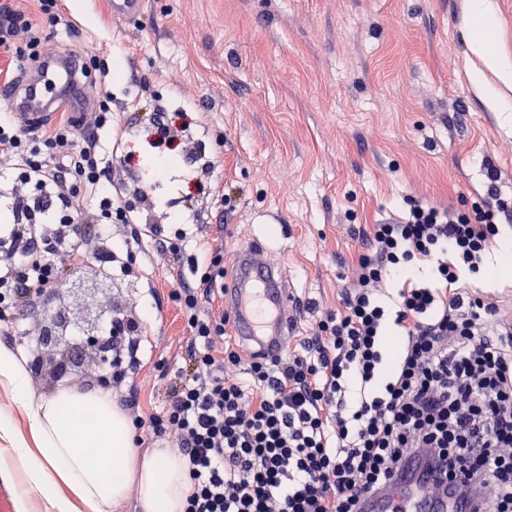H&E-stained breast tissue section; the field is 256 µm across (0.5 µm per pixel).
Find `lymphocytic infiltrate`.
<instances>
[{"label": "lymphocytic infiltrate", "mask_w": 512, "mask_h": 512, "mask_svg": "<svg viewBox=\"0 0 512 512\" xmlns=\"http://www.w3.org/2000/svg\"><path fill=\"white\" fill-rule=\"evenodd\" d=\"M21 40L39 57L23 11L1 4L0 47ZM111 112L102 101L95 132ZM95 132L79 138L68 123L20 129L0 114V173H19L31 188L10 197L22 230L0 237L1 323L89 250L134 270L135 252L112 237L131 209ZM486 176L470 208L410 199L403 220L373 225L342 312L320 319L300 350L253 358L247 384L228 374L241 356L224 347V321L208 309L224 288V255L202 249L195 285L171 293L190 331V371L163 413L130 416L187 460L184 512H361L362 498L390 487L411 455L477 512H512V322H499L496 298L459 284L512 222L501 172L490 166ZM421 262L431 263L432 280L418 278ZM388 281L397 290L387 301ZM392 329L401 338L393 359Z\"/></svg>", "instance_id": "lymphocytic-infiltrate-1"}]
</instances>
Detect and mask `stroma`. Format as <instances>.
<instances>
[{
  "mask_svg": "<svg viewBox=\"0 0 512 512\" xmlns=\"http://www.w3.org/2000/svg\"><path fill=\"white\" fill-rule=\"evenodd\" d=\"M74 34L20 7L47 54L95 50L94 101H112L106 153L136 154L112 177L136 208L112 228L131 240L137 274L105 275L95 256L67 270L54 310L137 319L136 365L111 387L114 404L134 398L143 414L163 410L185 376L189 331L170 292L193 283L199 239L224 253L233 278L241 251L258 248L302 302L291 348L327 312H340L372 225L400 218L406 199L469 207L485 191V163L512 198V124H504L468 73L475 0H144L136 24L113 17L109 0H60ZM187 113L176 171L148 160L149 116ZM188 233L175 260L156 250L153 226ZM497 239L480 291L512 319V282L502 279ZM48 307L30 298L0 329V344L27 360L31 389L96 390L111 376L104 355L57 374L32 351Z\"/></svg>",
  "mask_w": 512,
  "mask_h": 512,
  "instance_id": "35a3bbf8",
  "label": "stroma"
}]
</instances>
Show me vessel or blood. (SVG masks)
<instances>
[{
  "instance_id": "obj_1",
  "label": "vessel or blood",
  "mask_w": 512,
  "mask_h": 512,
  "mask_svg": "<svg viewBox=\"0 0 512 512\" xmlns=\"http://www.w3.org/2000/svg\"><path fill=\"white\" fill-rule=\"evenodd\" d=\"M80 62L72 56H51L37 74L24 75V94L0 91L13 110L31 122L46 119L56 103L68 110L88 111L90 97L78 78ZM224 304L233 315L231 331L268 360L285 355L293 333L294 301L280 270L256 250L242 252L236 274L224 290ZM363 512H469L466 503L448 501L435 491L430 474L415 461L390 488L367 498Z\"/></svg>"
}]
</instances>
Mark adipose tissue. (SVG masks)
Here are the masks:
<instances>
[{
  "label": "adipose tissue",
  "mask_w": 512,
  "mask_h": 512,
  "mask_svg": "<svg viewBox=\"0 0 512 512\" xmlns=\"http://www.w3.org/2000/svg\"><path fill=\"white\" fill-rule=\"evenodd\" d=\"M478 23L469 32L478 63L469 71L475 86L512 85V59L497 49L496 14L490 0H476ZM0 388L10 405L0 410V470L15 475L16 512H29L31 492H40L46 512H111L130 487L138 489L140 512H184L190 492L186 461L172 448L139 454L131 446L126 415L102 391L62 388L38 398L31 391L24 358L0 345ZM91 415L93 431L72 424L73 411ZM23 412L28 430L15 417Z\"/></svg>",
  "instance_id": "obj_1"
}]
</instances>
